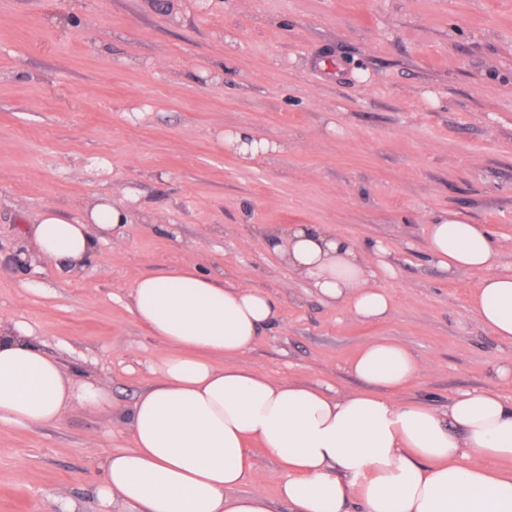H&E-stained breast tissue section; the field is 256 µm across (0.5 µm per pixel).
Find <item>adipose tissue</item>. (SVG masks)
Segmentation results:
<instances>
[{
    "label": "adipose tissue",
    "instance_id": "1",
    "mask_svg": "<svg viewBox=\"0 0 512 512\" xmlns=\"http://www.w3.org/2000/svg\"><path fill=\"white\" fill-rule=\"evenodd\" d=\"M127 222L108 197L71 217L44 210L25 224L31 249L19 260L79 271ZM255 231L324 302L366 321L388 315L391 300L372 263L382 245L324 225ZM428 242L438 268L487 270L471 308L495 336L512 340V274L495 273L500 251L489 229L442 214ZM128 309L169 353L156 382L123 412L91 382L66 376L26 324L0 322V421L48 424L82 408L129 433L131 447L98 460L100 512H273L256 446L283 472L279 497L292 512H512V474L497 468L512 462V400L470 390L443 411L394 400L392 391L422 367L390 339L362 345L349 366L360 386L344 394L215 365L213 356H242L279 328L280 306L264 290L225 286L192 264L139 278ZM474 456L482 464H471Z\"/></svg>",
    "mask_w": 512,
    "mask_h": 512
}]
</instances>
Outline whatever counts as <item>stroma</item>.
<instances>
[{"label": "stroma", "mask_w": 512, "mask_h": 512, "mask_svg": "<svg viewBox=\"0 0 512 512\" xmlns=\"http://www.w3.org/2000/svg\"><path fill=\"white\" fill-rule=\"evenodd\" d=\"M242 127L269 150H225ZM104 196L130 221L83 270L16 265L25 219ZM447 211L489 226L512 274V0H0V319L114 407L169 352L130 313L132 286L188 262L279 300L280 328L233 360L271 381L356 389L361 345L394 339L424 367L398 399H511L512 341L468 302L485 271L428 261ZM254 224L381 243L390 316L324 303ZM129 444L81 409L1 421L0 512H99L94 459Z\"/></svg>", "instance_id": "1"}]
</instances>
